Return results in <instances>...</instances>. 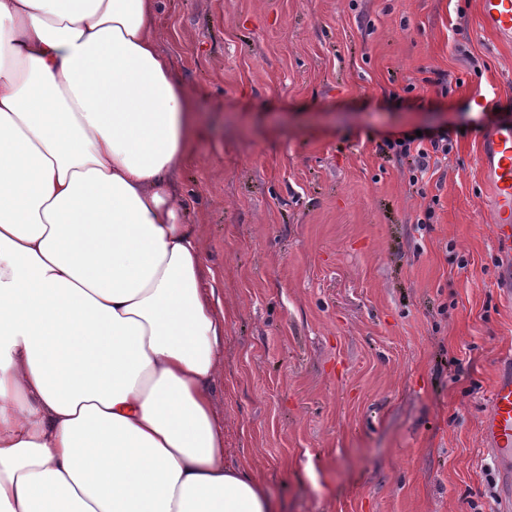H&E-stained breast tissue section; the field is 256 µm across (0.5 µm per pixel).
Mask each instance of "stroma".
<instances>
[{
    "instance_id": "1",
    "label": "stroma",
    "mask_w": 512,
    "mask_h": 512,
    "mask_svg": "<svg viewBox=\"0 0 512 512\" xmlns=\"http://www.w3.org/2000/svg\"><path fill=\"white\" fill-rule=\"evenodd\" d=\"M158 26L195 94L179 182L224 297L226 463L279 512H498L512 249L479 158L512 45L479 0H162ZM417 131L449 151L416 187L395 144ZM488 450L500 469V510L512 509V374L499 379L491 397L489 412L483 421Z\"/></svg>"
}]
</instances>
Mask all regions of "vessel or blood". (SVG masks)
<instances>
[{
  "label": "vessel or blood",
  "mask_w": 512,
  "mask_h": 512,
  "mask_svg": "<svg viewBox=\"0 0 512 512\" xmlns=\"http://www.w3.org/2000/svg\"><path fill=\"white\" fill-rule=\"evenodd\" d=\"M481 21L500 41L512 42V0H481ZM480 164L491 191V222L504 228L512 224V123L491 130ZM483 435L499 465L502 506L512 512V375L496 383Z\"/></svg>",
  "instance_id": "obj_1"
}]
</instances>
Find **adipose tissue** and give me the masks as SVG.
I'll return each instance as SVG.
<instances>
[{"label":"adipose tissue","instance_id":"obj_1","mask_svg":"<svg viewBox=\"0 0 512 512\" xmlns=\"http://www.w3.org/2000/svg\"><path fill=\"white\" fill-rule=\"evenodd\" d=\"M161 0H0V512H277L224 462V301Z\"/></svg>","mask_w":512,"mask_h":512}]
</instances>
